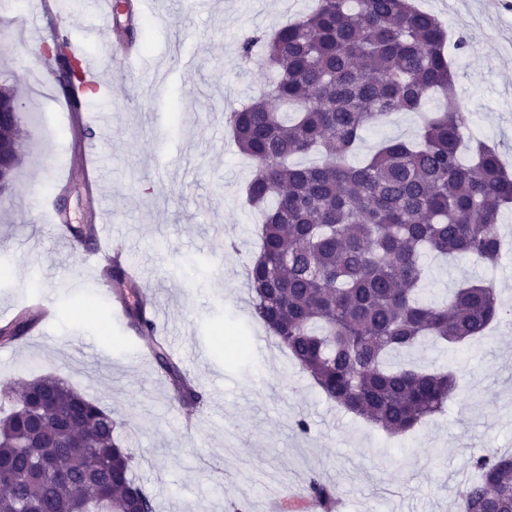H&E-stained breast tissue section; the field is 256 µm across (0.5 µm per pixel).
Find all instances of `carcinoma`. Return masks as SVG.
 <instances>
[{"label": "carcinoma", "instance_id": "obj_1", "mask_svg": "<svg viewBox=\"0 0 512 512\" xmlns=\"http://www.w3.org/2000/svg\"><path fill=\"white\" fill-rule=\"evenodd\" d=\"M50 59L60 94L83 106L88 87L69 38L54 39ZM439 19L414 0H317L307 14L269 39L239 43L248 63L270 73L266 91L233 109L227 122L241 152L255 164L246 186L264 214L261 246L247 267L256 317L331 401L396 435L439 413L456 395L457 378L387 358L430 340L457 345L486 335L500 308L495 288L466 281L442 304L419 300L424 258L452 254L496 265L495 230L512 207V175L483 142L464 159L462 130L470 113L455 91L451 50ZM444 107L417 139L392 140L365 162L345 163L365 128L400 113L420 112L431 94ZM293 109L286 119L282 110ZM5 135L21 158L16 125ZM318 153L309 165L293 156ZM78 245L95 241L91 224L69 225ZM120 285L118 300L139 337L153 334L150 297L115 260L104 269ZM40 312L21 307L0 324V346L24 339ZM149 356L165 372L173 399L197 408L203 395L155 339ZM0 416V512H154L133 472L121 423L72 385L52 376L3 394ZM73 418L53 437L60 412ZM475 478L455 512H512V454L488 451L468 459ZM323 512H336L337 490L312 475L305 487Z\"/></svg>", "mask_w": 512, "mask_h": 512}]
</instances>
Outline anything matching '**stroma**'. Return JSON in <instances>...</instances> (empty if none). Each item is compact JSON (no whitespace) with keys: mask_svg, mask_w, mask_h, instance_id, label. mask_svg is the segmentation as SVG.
<instances>
[{"mask_svg":"<svg viewBox=\"0 0 512 512\" xmlns=\"http://www.w3.org/2000/svg\"><path fill=\"white\" fill-rule=\"evenodd\" d=\"M314 0H150L139 47L152 66L137 82L107 71L85 101L112 113L105 149L106 203L112 242L135 262L140 286L163 311L161 330L183 351L204 349L184 371L204 395L190 411L172 399L167 377L141 351L124 319L100 293L79 249L58 237L38 198L65 201L68 221L89 214L84 182L65 194L56 173L73 164V128L54 103L56 81L40 77L43 58L23 17L32 0L0 7V27L15 33L0 48V84L20 95L24 160L0 200V313L12 317L23 291L48 294L54 321L0 353V387L22 379L60 378L114 413L129 439L134 473L155 512H321L305 497L311 474L335 485L339 512L366 503L369 512H449L471 478L469 456L512 451V252L491 268L467 259H427L425 295L442 300L466 280H492L503 314L486 337L454 349L427 346L403 363L448 370L462 385L445 411L391 436L328 401L256 318L245 268L259 247L261 217L249 205L251 162L241 156L226 118L265 88L259 63L239 58L241 39L274 32ZM450 37L465 34L466 65L455 66L459 101L482 130L481 142L512 161V9L495 0H417ZM59 22L72 39L94 29L114 36L95 0H60ZM421 119L401 114L367 128L361 160L386 141L416 138ZM246 331L245 354L220 352L218 333ZM305 417L308 435L294 421ZM193 418V434L181 419Z\"/></svg>","mask_w":512,"mask_h":512,"instance_id":"obj_1","label":"stroma"}]
</instances>
